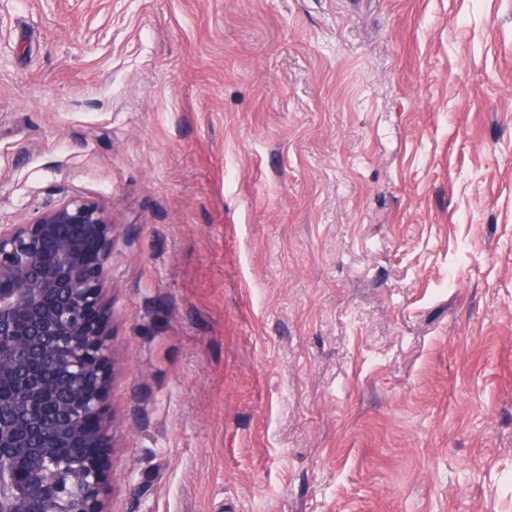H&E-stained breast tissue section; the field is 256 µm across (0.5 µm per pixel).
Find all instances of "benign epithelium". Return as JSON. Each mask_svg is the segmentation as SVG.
<instances>
[{
  "label": "benign epithelium",
  "mask_w": 512,
  "mask_h": 512,
  "mask_svg": "<svg viewBox=\"0 0 512 512\" xmlns=\"http://www.w3.org/2000/svg\"><path fill=\"white\" fill-rule=\"evenodd\" d=\"M118 225L65 198L0 224V512H104L112 350L106 297ZM83 438L89 456L54 449Z\"/></svg>",
  "instance_id": "obj_1"
}]
</instances>
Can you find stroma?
I'll return each instance as SVG.
<instances>
[{"label": "stroma", "mask_w": 512, "mask_h": 512, "mask_svg": "<svg viewBox=\"0 0 512 512\" xmlns=\"http://www.w3.org/2000/svg\"><path fill=\"white\" fill-rule=\"evenodd\" d=\"M72 197L106 512H512V0H0V224Z\"/></svg>", "instance_id": "obj_1"}]
</instances>
